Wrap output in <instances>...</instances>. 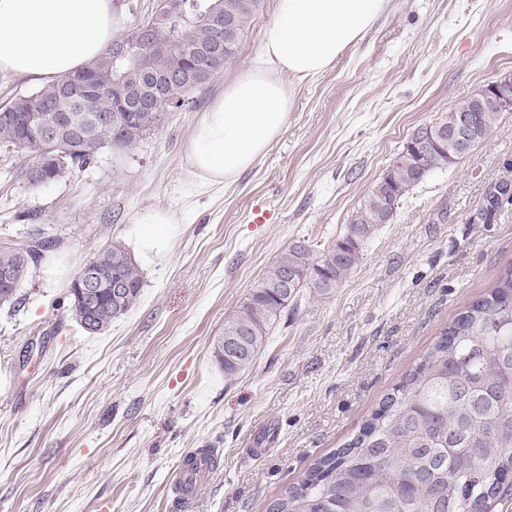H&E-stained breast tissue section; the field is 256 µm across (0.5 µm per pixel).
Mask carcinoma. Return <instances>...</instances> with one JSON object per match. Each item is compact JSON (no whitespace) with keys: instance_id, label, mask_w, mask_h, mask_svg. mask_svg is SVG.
I'll return each mask as SVG.
<instances>
[{"instance_id":"cac0c4a2","label":"carcinoma","mask_w":512,"mask_h":512,"mask_svg":"<svg viewBox=\"0 0 512 512\" xmlns=\"http://www.w3.org/2000/svg\"><path fill=\"white\" fill-rule=\"evenodd\" d=\"M264 0H186L185 13L154 12L141 26L149 29L140 50V62L117 60L112 46L83 69L70 74L95 87L93 105L64 98L58 80L36 92L19 96L0 108V146H15L36 162L60 155L47 181L74 168L92 166L104 148H129L157 127L167 108L164 96L188 105L198 72L207 65L202 53L224 29L210 14L217 9L235 23V36L224 55V65L206 71V80L235 58L252 18ZM183 82L167 86L157 99L161 109L148 121L101 124L96 115L113 111V86L126 80L137 93L143 86L134 77L139 65L162 75L179 58ZM57 112H43L44 130H25L3 120L14 112H42L50 103ZM472 112L475 144L494 131L502 110L480 106L473 98L457 103L431 125L416 128L390 168L375 183L343 232L316 252L302 242L283 252L254 284L238 312L224 322L216 340L215 357L231 379L252 366L265 346L269 331L300 292L310 288L321 297L331 294L363 259L367 242L381 224H388L403 198L419 185L417 178L442 169L465 156L460 143L448 134L455 114ZM59 240L36 227L19 245L0 246V270L12 274L13 286L0 288V306L17 300L31 267L57 250ZM102 277L101 301L95 308L67 287L69 319L89 334L106 332L130 312L143 288L141 268L116 242L95 252L78 267ZM120 281L126 293L112 298V283ZM512 474V267L505 269L490 291L461 313L433 342L404 382L386 395L358 434L342 448L319 459L296 485L285 487L266 512H489L505 476Z\"/></svg>"}]
</instances>
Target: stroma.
<instances>
[{
    "mask_svg": "<svg viewBox=\"0 0 512 512\" xmlns=\"http://www.w3.org/2000/svg\"><path fill=\"white\" fill-rule=\"evenodd\" d=\"M274 3L209 87L132 147L43 187L22 174L30 154L0 148V243L36 225L61 240L0 307V512H178L170 478L199 448L221 460L196 512H265L512 265V203L482 216L512 184L506 112L378 226L335 292L304 290L253 365L225 379L215 340L281 252L328 246L414 129L512 74V0H390L331 70L288 80V122L250 170L202 183L186 161L194 128L258 55ZM159 209L181 222L149 257L143 220ZM115 242L142 269L141 297L92 335L67 321L66 287Z\"/></svg>",
    "mask_w": 512,
    "mask_h": 512,
    "instance_id": "1",
    "label": "stroma"
}]
</instances>
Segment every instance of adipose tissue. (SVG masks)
Returning a JSON list of instances; mask_svg holds the SVG:
<instances>
[{
  "label": "adipose tissue",
  "instance_id": "1",
  "mask_svg": "<svg viewBox=\"0 0 512 512\" xmlns=\"http://www.w3.org/2000/svg\"><path fill=\"white\" fill-rule=\"evenodd\" d=\"M389 0H276L258 63L224 88L198 122L187 156L210 183L235 181L278 138L292 107L285 77H317L360 41ZM112 0H0V71L53 83L112 40Z\"/></svg>",
  "mask_w": 512,
  "mask_h": 512
}]
</instances>
